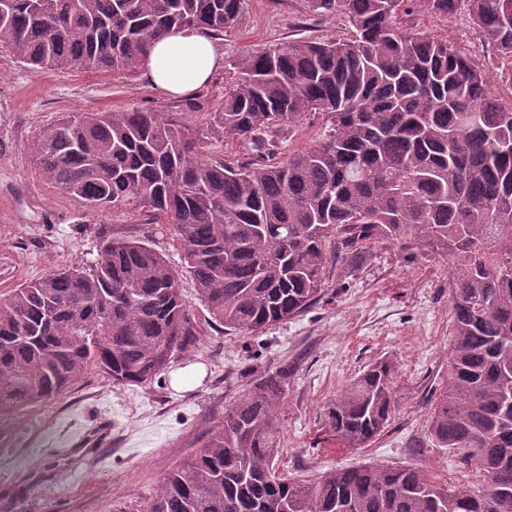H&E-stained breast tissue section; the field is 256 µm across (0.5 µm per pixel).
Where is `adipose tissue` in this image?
Returning a JSON list of instances; mask_svg holds the SVG:
<instances>
[{
  "label": "adipose tissue",
  "instance_id": "adipose-tissue-1",
  "mask_svg": "<svg viewBox=\"0 0 512 512\" xmlns=\"http://www.w3.org/2000/svg\"><path fill=\"white\" fill-rule=\"evenodd\" d=\"M223 62L216 43L198 29H182L155 43L143 68L150 85L170 96H186L209 80Z\"/></svg>",
  "mask_w": 512,
  "mask_h": 512
}]
</instances>
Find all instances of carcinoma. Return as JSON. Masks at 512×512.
Instances as JSON below:
<instances>
[{"instance_id": "obj_1", "label": "carcinoma", "mask_w": 512, "mask_h": 512, "mask_svg": "<svg viewBox=\"0 0 512 512\" xmlns=\"http://www.w3.org/2000/svg\"><path fill=\"white\" fill-rule=\"evenodd\" d=\"M0 46L23 64L134 73L171 29L222 36L245 0H0ZM346 38L248 52L238 80L192 130L139 108L76 112L35 143L43 179L88 209H145L172 226L184 271L139 239L103 240L97 263L59 268L0 296V419L66 394L94 369L146 385L199 344L180 281L193 278L212 322L253 336L324 296L326 270L371 246L451 262L448 386L428 434L483 481L442 484L413 466L358 464L307 481L280 472L278 410L288 367L258 371L224 419L167 474L146 512H483L512 495V100L486 69L512 68V0H425L446 17L468 6L493 56L404 23L414 0H306ZM312 118L315 144L280 152ZM233 136L248 163L207 155ZM394 367L377 362L325 409L323 430L364 448L395 412Z\"/></svg>"}]
</instances>
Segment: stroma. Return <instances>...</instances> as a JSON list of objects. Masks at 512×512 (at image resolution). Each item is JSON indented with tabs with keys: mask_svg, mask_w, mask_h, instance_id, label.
I'll list each match as a JSON object with an SVG mask.
<instances>
[{
	"mask_svg": "<svg viewBox=\"0 0 512 512\" xmlns=\"http://www.w3.org/2000/svg\"><path fill=\"white\" fill-rule=\"evenodd\" d=\"M411 18L472 58L486 53L466 10L441 18L417 0ZM342 33L339 19L311 15L306 0H247L237 30L216 40L222 68L186 97L160 93L139 72L32 69L0 48V294L61 265H94L101 240L112 235L137 236L173 268L182 266L170 225L151 223L143 212L85 209L47 183L31 153L43 128L67 112L142 108L196 129L237 81L243 53ZM181 287L205 330L199 348L175 355L167 373L145 386L121 387L91 370L61 398L0 421V512H145L167 472L223 417L247 368L290 372L279 414L281 472L310 477L372 462L480 484L475 472L455 469L427 433L448 378L447 256L375 247L360 267L327 270L319 303L252 337L207 327L192 279L183 277ZM382 360L395 368V414L369 446L342 447L323 432V410ZM194 364L203 365L204 377L173 388V374ZM81 458L89 459L88 468H74Z\"/></svg>",
	"mask_w": 512,
	"mask_h": 512,
	"instance_id": "1",
	"label": "stroma"
}]
</instances>
